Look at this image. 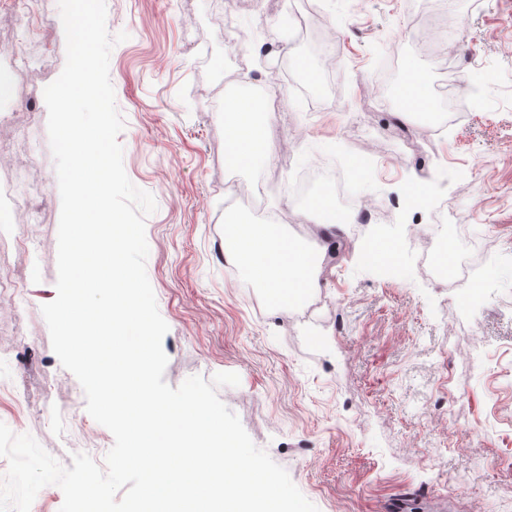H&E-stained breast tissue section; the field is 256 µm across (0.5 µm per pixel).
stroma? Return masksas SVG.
Returning <instances> with one entry per match:
<instances>
[{
    "instance_id": "35a3bbf8",
    "label": "stroma",
    "mask_w": 512,
    "mask_h": 512,
    "mask_svg": "<svg viewBox=\"0 0 512 512\" xmlns=\"http://www.w3.org/2000/svg\"><path fill=\"white\" fill-rule=\"evenodd\" d=\"M423 1L321 0L304 43L291 47L280 38L291 18L271 0H106L110 34L129 35L109 64L124 169L157 203L146 272L169 326L164 379L176 387L237 373L239 386L219 388L220 399L318 512H391L400 500L405 512H492L512 499V473L493 466L512 457V0H463L453 13L449 0H431L466 33L452 53L454 104L466 118L430 148L417 139L418 103L400 119L374 90L395 52L429 82L441 79L444 57L406 36ZM40 11L54 64L0 82V101L27 99L63 70L57 0H40ZM308 73L319 91L305 114L296 99ZM265 88L276 102L270 140L300 126L306 134L257 175L227 156L225 97ZM29 119L42 137L25 175L58 194L44 99ZM362 141L379 167L359 192L394 206L381 227L399 249L394 265L377 256L371 227L349 223L326 238L335 215L290 196L294 170L343 159ZM259 182L288 236L324 255L320 288L284 311L226 265L225 192ZM443 203L468 213L470 234L495 241L493 273L467 302L425 276L410 237L415 227L435 236L431 213ZM60 211L56 202L38 216L34 248L0 251V279H24L23 297L0 296V422L68 467L83 433L60 408L86 398L41 312L56 297ZM25 392L32 404L18 407Z\"/></svg>"
}]
</instances>
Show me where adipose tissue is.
Here are the masks:
<instances>
[{
    "label": "adipose tissue",
    "mask_w": 512,
    "mask_h": 512,
    "mask_svg": "<svg viewBox=\"0 0 512 512\" xmlns=\"http://www.w3.org/2000/svg\"><path fill=\"white\" fill-rule=\"evenodd\" d=\"M253 108L251 99L242 100L238 112L226 123L225 140L233 160L251 159L272 119L267 113L262 123H255ZM224 241L246 279L263 288L274 304H281L319 285L314 259L288 241L280 225L242 224L228 220L224 223Z\"/></svg>",
    "instance_id": "obj_1"
}]
</instances>
